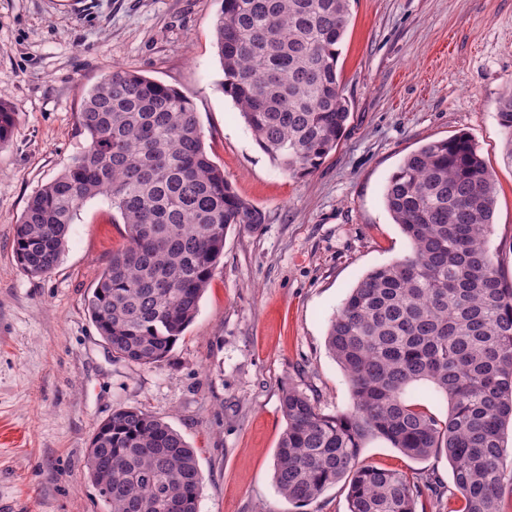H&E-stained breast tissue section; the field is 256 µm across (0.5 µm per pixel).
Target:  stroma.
I'll use <instances>...</instances> for the list:
<instances>
[{
	"label": "stroma",
	"mask_w": 512,
	"mask_h": 512,
	"mask_svg": "<svg viewBox=\"0 0 512 512\" xmlns=\"http://www.w3.org/2000/svg\"><path fill=\"white\" fill-rule=\"evenodd\" d=\"M221 0H0V101L18 126L0 148V502L15 512H107L85 467L99 424L137 406L197 450L198 512H347L348 488L289 502L274 482L294 384L323 412L348 411L349 381L326 347L331 319L407 239L383 203L403 158L472 136L497 184L488 248L512 281V134L497 115L512 87V0H351L338 61L348 129L313 172L264 153L224 91L214 38ZM122 66L192 103L212 160L263 224L231 228L199 311L166 361L114 358L87 298L128 233L107 197L84 202L59 265L30 277L12 229L29 198L87 144L86 93ZM362 459L452 493L447 458L415 460L381 439Z\"/></svg>",
	"instance_id": "35a3bbf8"
}]
</instances>
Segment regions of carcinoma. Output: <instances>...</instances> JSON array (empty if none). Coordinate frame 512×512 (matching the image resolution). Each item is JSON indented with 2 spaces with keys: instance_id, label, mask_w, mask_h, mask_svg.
<instances>
[{
  "instance_id": "carcinoma-1",
  "label": "carcinoma",
  "mask_w": 512,
  "mask_h": 512,
  "mask_svg": "<svg viewBox=\"0 0 512 512\" xmlns=\"http://www.w3.org/2000/svg\"><path fill=\"white\" fill-rule=\"evenodd\" d=\"M349 21L350 0H222L215 44L224 89L258 146L291 175L317 168L346 131L338 60ZM497 114L512 130V90ZM15 122L0 102V147ZM77 122L88 144L28 200L13 228L14 259L28 276L50 273L80 205L107 197L128 240L87 310L113 357L158 366L195 319L227 231L264 216L212 161L194 107L175 89L115 67L88 91ZM383 202L410 252L369 270L327 332L352 408L325 414L303 389L282 391L276 487L308 503L344 482L348 512H417L426 493L442 497L433 474L412 480L361 460L364 443L381 438L412 459L445 455L457 512H500L512 491L502 445L512 421V282L486 247L495 179L460 134L404 157ZM422 381L447 400L445 418L406 397ZM86 467L108 512H167L169 502L197 512L195 449L137 406L99 425Z\"/></svg>"
}]
</instances>
